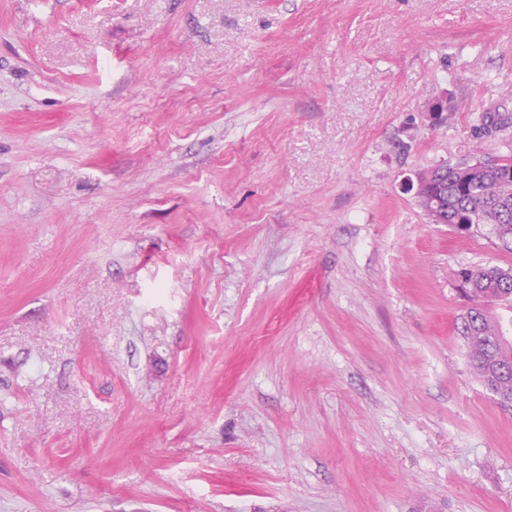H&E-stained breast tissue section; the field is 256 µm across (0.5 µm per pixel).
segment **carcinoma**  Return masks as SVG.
Masks as SVG:
<instances>
[{
  "label": "carcinoma",
  "mask_w": 512,
  "mask_h": 512,
  "mask_svg": "<svg viewBox=\"0 0 512 512\" xmlns=\"http://www.w3.org/2000/svg\"><path fill=\"white\" fill-rule=\"evenodd\" d=\"M494 177L486 178L462 190L454 171L440 164L421 173V207L432 202L440 192L439 216L442 223L453 222L455 216H467L475 230L483 227L512 235V169L497 166ZM473 287L464 290L468 307L461 317V333L466 356L480 381L502 405L512 403V345L500 334L489 297L512 293V266L488 265L466 269Z\"/></svg>",
  "instance_id": "carcinoma-1"
}]
</instances>
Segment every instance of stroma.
<instances>
[{
	"mask_svg": "<svg viewBox=\"0 0 512 512\" xmlns=\"http://www.w3.org/2000/svg\"><path fill=\"white\" fill-rule=\"evenodd\" d=\"M506 156L512 0H0V512H512L404 188Z\"/></svg>",
	"mask_w": 512,
	"mask_h": 512,
	"instance_id": "stroma-1",
	"label": "stroma"
}]
</instances>
